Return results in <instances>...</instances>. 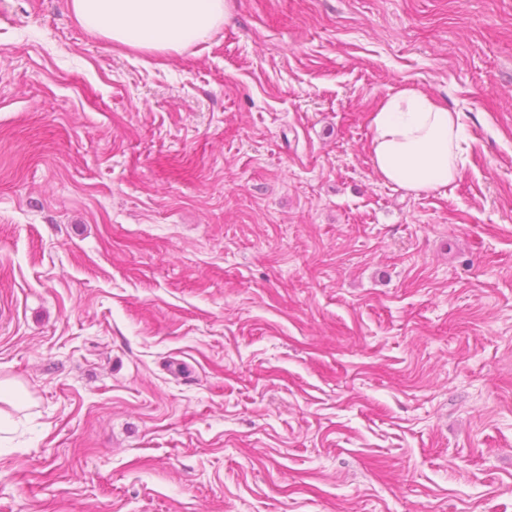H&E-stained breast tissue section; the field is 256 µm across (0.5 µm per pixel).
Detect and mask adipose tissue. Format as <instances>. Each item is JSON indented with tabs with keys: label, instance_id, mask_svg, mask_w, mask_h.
Instances as JSON below:
<instances>
[{
	"label": "adipose tissue",
	"instance_id": "obj_1",
	"mask_svg": "<svg viewBox=\"0 0 512 512\" xmlns=\"http://www.w3.org/2000/svg\"><path fill=\"white\" fill-rule=\"evenodd\" d=\"M233 0H67L86 30L114 47L148 54L179 53L228 22ZM370 155L384 181L412 191L453 183L465 163L459 113L404 87L371 113Z\"/></svg>",
	"mask_w": 512,
	"mask_h": 512
}]
</instances>
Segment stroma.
<instances>
[{
    "mask_svg": "<svg viewBox=\"0 0 512 512\" xmlns=\"http://www.w3.org/2000/svg\"><path fill=\"white\" fill-rule=\"evenodd\" d=\"M413 86L467 162L376 175ZM0 512H512V0H233L151 56L0 0ZM370 155L384 181L412 191L446 187L462 173L465 139L458 112L403 87L371 113Z\"/></svg>",
    "mask_w": 512,
    "mask_h": 512,
    "instance_id": "1",
    "label": "stroma"
}]
</instances>
